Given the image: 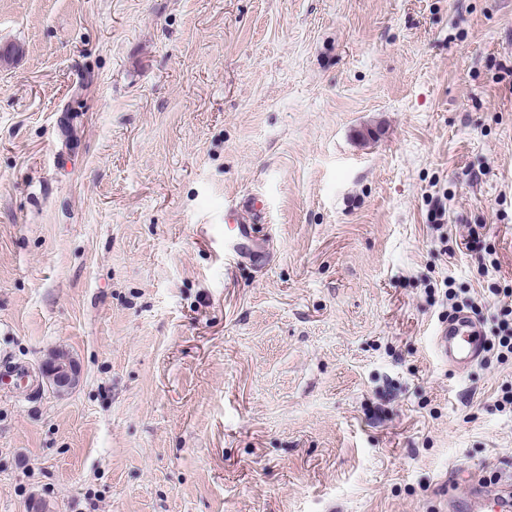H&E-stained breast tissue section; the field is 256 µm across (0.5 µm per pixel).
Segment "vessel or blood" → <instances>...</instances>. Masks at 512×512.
<instances>
[{"label": "vessel or blood", "mask_w": 512, "mask_h": 512, "mask_svg": "<svg viewBox=\"0 0 512 512\" xmlns=\"http://www.w3.org/2000/svg\"><path fill=\"white\" fill-rule=\"evenodd\" d=\"M262 209L256 196H244L233 204L225 205L224 221L234 232L224 238V257L232 260L246 257L256 264L267 263L270 254L266 248L250 245L253 222L261 220ZM485 336L481 325L466 313H458L436 330L433 349L436 356L456 371L468 370L481 356ZM453 512H512V498L472 490L453 499Z\"/></svg>", "instance_id": "vessel-or-blood-1"}]
</instances>
